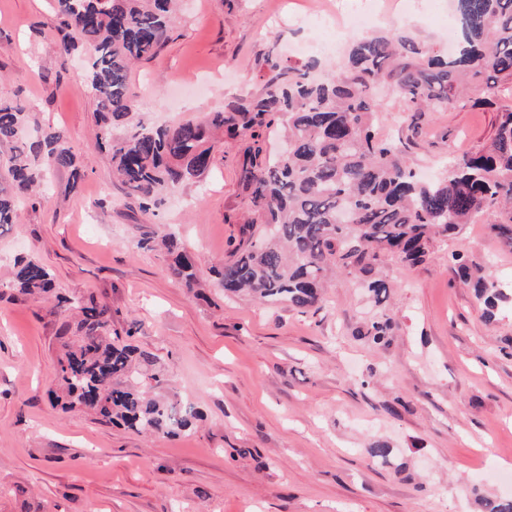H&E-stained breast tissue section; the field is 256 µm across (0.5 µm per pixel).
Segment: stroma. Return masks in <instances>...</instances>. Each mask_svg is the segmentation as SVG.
Instances as JSON below:
<instances>
[{
	"label": "stroma",
	"mask_w": 512,
	"mask_h": 512,
	"mask_svg": "<svg viewBox=\"0 0 512 512\" xmlns=\"http://www.w3.org/2000/svg\"><path fill=\"white\" fill-rule=\"evenodd\" d=\"M308 3L189 0L167 45L130 68L144 121L199 122L260 95L267 58L301 63L298 42L334 68L341 53L318 48L326 31L295 19ZM451 15L448 0H418L379 26L443 51ZM61 38L51 0H0V96L33 112L35 130H64L77 156L76 170L50 171L46 202L20 201L0 227V512H479V496L512 497L496 477L512 469V302L486 320L448 260L457 251L512 281L498 211L437 242L425 264L387 266L381 308L394 330L382 349L357 334L381 308L347 275L315 315L225 298L211 269L248 210L243 142L225 137L200 182L141 211L96 142L91 49L62 54ZM377 99L376 133L409 141L408 163L428 177L480 148L497 122L470 106L415 120L385 86ZM169 231L194 256L200 296L163 251L138 246ZM22 256L48 266L61 293L110 307L112 330L164 372L165 394L198 412L192 430L138 433L54 403L70 318L10 288ZM377 442L392 464L370 462Z\"/></svg>",
	"instance_id": "stroma-1"
}]
</instances>
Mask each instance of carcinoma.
Returning a JSON list of instances; mask_svg holds the SVG:
<instances>
[{
	"label": "carcinoma",
	"mask_w": 512,
	"mask_h": 512,
	"mask_svg": "<svg viewBox=\"0 0 512 512\" xmlns=\"http://www.w3.org/2000/svg\"><path fill=\"white\" fill-rule=\"evenodd\" d=\"M176 0H54L62 49L87 44L93 51L86 81L96 101L97 144L111 155L127 194L148 211L171 187L209 171L220 130L249 138L240 180L252 217L239 228L221 267L213 269L227 295L246 291L258 302H286L302 314L326 306L322 288L337 270L359 279L375 305L392 283L385 267L395 258L426 262L433 243L455 233L486 209L512 234V0H452L463 46L447 58L410 34L391 30L354 41L331 74L318 78L317 62L281 66L264 93L202 122L149 126L135 119L127 71L168 42ZM387 84L419 116L456 104L498 114L494 134L480 150L449 158L448 175L426 182L405 158L400 140L378 138L381 111L373 97ZM281 122L282 149L264 150L262 131ZM121 129L124 134L114 136ZM0 145L9 147L8 171L25 193L47 169L73 168L76 155L58 130L28 133L27 115L0 98ZM17 199L0 193V224L15 223ZM161 245L171 272L189 291L198 283L190 255L171 236ZM459 281L474 288L487 317L512 298L491 271L453 252ZM17 294L48 298L77 311L66 331L56 373L62 407H81L137 432L176 436L192 425L194 407L177 408L151 394L152 383L130 382L135 358H152L112 342L109 307L54 294V279L35 258L18 262L9 283ZM393 323L383 314L357 335L377 346L390 343ZM482 512H512V500L483 496Z\"/></svg>",
	"instance_id": "cac0c4a2"
}]
</instances>
